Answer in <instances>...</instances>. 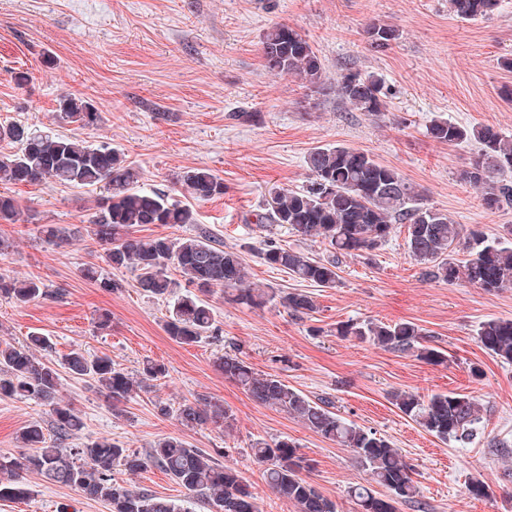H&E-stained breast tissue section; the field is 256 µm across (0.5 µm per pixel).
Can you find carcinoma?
<instances>
[{"label": "carcinoma", "mask_w": 512, "mask_h": 512, "mask_svg": "<svg viewBox=\"0 0 512 512\" xmlns=\"http://www.w3.org/2000/svg\"><path fill=\"white\" fill-rule=\"evenodd\" d=\"M450 11L461 21L494 14L501 0H449ZM370 45L384 50L399 39V30L373 23L367 30ZM265 69L273 75H294L307 89L327 90L322 62L306 37L285 24H275L262 41ZM382 81L375 75L349 71L336 82L339 97L353 110L377 115L387 110ZM58 117L68 123L93 128L101 121L100 109L91 101L65 94L59 98ZM426 133L441 143L477 144V157L464 171L463 180L473 186L490 211L512 206V137L493 126L465 127L433 119ZM20 144L19 152L0 157V182L35 183L52 179L80 187L100 186L105 196L91 219L93 235L103 247L114 270L138 271L137 284L153 297L174 293V270L195 289L177 296L163 323L175 342L193 345L217 337L212 309L205 296L220 288L238 304L258 308L268 302L296 316L317 309L311 293L253 288L247 283L240 256L227 251L209 235L171 239L167 236L139 238L135 228L146 224H194L195 211L183 202L169 201L160 191L139 185L142 173L123 154L107 145H88L75 140L31 132L17 124L0 125V142ZM310 181L294 191L281 188L271 193L263 210L254 214L261 227L277 224L301 236L319 238L328 245L322 257L309 256L273 241L265 244L261 258L269 267L292 275L313 287L334 288L342 259L357 256L385 244L396 224L407 225V250L423 266L428 280L448 284L467 283L486 292L512 288V225L490 237L481 230L461 236L460 225L448 215L422 202L420 191L397 169L370 154L344 145L316 147L307 157ZM177 183L181 193L200 202L224 194V180L206 168L182 172ZM463 243L468 258H451L454 245ZM82 277L112 291L117 284L93 265L81 269ZM47 296L37 278L21 282L0 277V297L19 304ZM336 335L368 341L389 350L407 351L430 364L446 361L445 355L427 344L426 333L413 322L395 324L348 321L337 325ZM478 342L492 357L512 364V320L491 318L476 330ZM53 342L34 333L24 345L0 343V401L27 399L47 407L53 438H47L39 421L27 424L20 440L28 451L0 457V499L27 496L26 476L33 473L46 481L75 487L83 495L107 505L109 512H188L175 501L140 493L112 478L119 464L134 475L154 464L203 505L206 512H260V508L234 467L215 462L180 438L157 440L143 456L107 438L90 439L78 448H65V441L84 427L72 403L59 396L60 374L50 360ZM59 365L77 378H89L112 399L117 409L147 380L166 376L163 364L143 363L140 376L120 368L107 354L90 357L80 349L60 356ZM218 367L224 378L240 385L255 401L281 408L313 432L342 448L351 449L366 472L365 483L348 487L353 512H397L396 504L418 494L416 472L391 441L364 429L333 411L327 398L312 399L289 387L276 375L258 373L243 359L226 354ZM397 408L423 430L444 443L461 448L478 435L480 408L465 394L435 393L426 398L402 391L392 394ZM179 425L193 429L213 424L228 430L232 414L223 406L195 396L178 407L160 408ZM267 486L293 503L298 512H336L335 504L302 476V457L295 441L283 437L271 443L257 441L251 448ZM387 490L381 494L374 486Z\"/></svg>", "instance_id": "carcinoma-1"}]
</instances>
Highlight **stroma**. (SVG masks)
<instances>
[{
	"mask_svg": "<svg viewBox=\"0 0 512 512\" xmlns=\"http://www.w3.org/2000/svg\"><path fill=\"white\" fill-rule=\"evenodd\" d=\"M374 21L401 34L386 51L367 42L365 30ZM277 23L296 29L320 56L324 93L265 69L261 42ZM510 56L512 0L470 22L458 21L448 0H0V123L118 149L142 170L145 188L175 199L181 172L211 170L223 179L224 194L194 203L196 223L148 224L138 236L206 232L239 252L254 287L289 289L294 280L260 259L265 241L314 256L325 245L283 227H257L254 215L269 189L306 187V158L318 146L368 152L415 183L428 207L464 228L496 235L512 225V207L486 210L462 178L475 144L448 145L425 134L426 124L440 118L512 136V104L501 97L502 87L512 86V71L500 66ZM349 70L383 79L386 112H356L337 96L336 80ZM19 71L29 74L22 86L14 79ZM63 94L92 100L101 111L98 127L59 121ZM244 112L250 120H241ZM0 192L18 204L15 220L0 221V238L11 244L0 255V274L35 277L48 290L47 297L21 306L0 297V340L18 345L40 332L60 354L73 348L104 353L133 374L146 359L168 370L120 413L92 380L62 375L60 395L84 421L69 447L106 437L144 454L159 438L179 436L238 469L261 512H296L271 492L250 456L252 443L285 436L310 464L306 479L338 512H351L346 490L363 482L365 472L350 449L226 380L218 359L228 353L310 397L329 398L336 413L387 437L417 472L419 494L400 503L398 512H512V364L486 353L476 336L481 321L512 318V288L488 293L423 278L408 255L407 228L398 224L385 246L344 259L336 287L314 289L317 309L310 316L297 318L276 303L248 308L217 290L209 297L217 338L181 345L163 330L166 301L137 288L136 271L112 269L92 239L90 218L103 190L47 179L2 184ZM45 224L68 229V241H47L40 233ZM88 263L119 289L82 279ZM105 311L112 328L103 333L96 319ZM348 320L414 322L447 359L429 364L410 352L337 336V323ZM473 364L482 366V380L471 377ZM401 391L474 396L483 428L468 447L443 443L399 411L392 395ZM194 395L232 411V429H187L159 411ZM45 418L34 402L0 401V456L19 452L20 430ZM112 475L139 492L187 497L154 465L134 475L116 466ZM475 476L488 485L487 497L468 493ZM27 483L29 495L0 500V512H107L76 488L35 474Z\"/></svg>",
	"mask_w": 512,
	"mask_h": 512,
	"instance_id": "obj_1",
	"label": "stroma"
}]
</instances>
